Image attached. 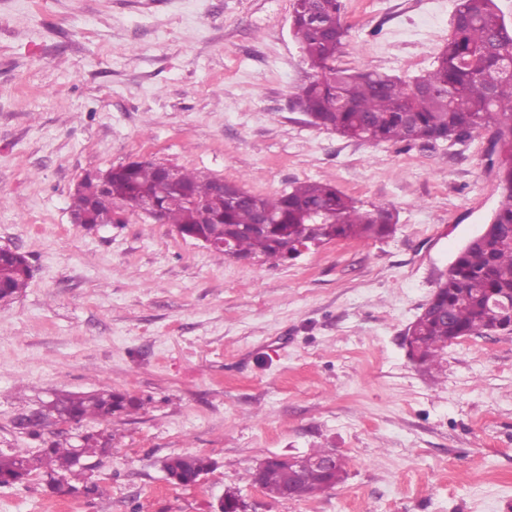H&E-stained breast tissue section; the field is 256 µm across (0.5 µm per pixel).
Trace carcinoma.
Here are the masks:
<instances>
[{
    "instance_id": "1",
    "label": "carcinoma",
    "mask_w": 512,
    "mask_h": 512,
    "mask_svg": "<svg viewBox=\"0 0 512 512\" xmlns=\"http://www.w3.org/2000/svg\"><path fill=\"white\" fill-rule=\"evenodd\" d=\"M342 0H293L291 30L312 70L311 80L295 94L294 108L310 117V124L342 137L365 142L424 145L457 142L483 130L491 131L487 157L498 166L501 200L483 231L470 240L451 263L424 311L410 331L416 336L414 358L422 365L434 363L448 347L451 336L480 335L503 320V310L487 296L512 300V28L499 14L495 0H456L445 46L432 68L412 80L374 71L336 65L347 34ZM180 182L193 202L161 195L162 165L133 161L112 168V189L103 192L88 177L71 197L70 210L83 224H121L124 214L137 211L138 203L159 198L162 224H172L184 238L203 236L232 239L236 258L262 256L273 263L289 258L296 246L312 239L320 244L335 239L386 237L397 224L388 208L362 209L331 184L298 182L275 195L238 191L226 194L217 178L196 171H178ZM269 223L257 226L259 214ZM28 257L17 249L0 250V301L8 302L28 286ZM139 403L123 393L60 394L50 401L45 423L26 428V434L42 440L38 455L22 448L0 451V486L24 482L45 465L42 476L58 489L68 476L84 469L83 459L103 455L110 438L100 433L79 436L78 444L45 440L42 429L56 413L79 423L88 417L102 421L116 413L135 409ZM168 479L180 485L212 469L202 455L165 459ZM345 464L327 475L308 471L304 495L315 497L336 486ZM265 490L288 488V465L271 463L255 473Z\"/></svg>"
}]
</instances>
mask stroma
I'll return each mask as SVG.
<instances>
[{
	"label": "stroma",
	"mask_w": 512,
	"mask_h": 512,
	"mask_svg": "<svg viewBox=\"0 0 512 512\" xmlns=\"http://www.w3.org/2000/svg\"><path fill=\"white\" fill-rule=\"evenodd\" d=\"M455 0H344L340 66L423 75ZM292 0H0V247L28 288L0 303V449L37 453L19 417L56 392L139 401L90 458L102 496L0 487V512H512V334L451 344L425 370L403 341L500 201L489 132L371 144L293 110L306 82ZM134 160L263 195L311 180L398 216L271 266L220 256L145 214L85 228L78 183ZM335 450L347 475L313 498L264 494L271 455ZM203 455L193 487L163 461Z\"/></svg>",
	"instance_id": "obj_1"
}]
</instances>
